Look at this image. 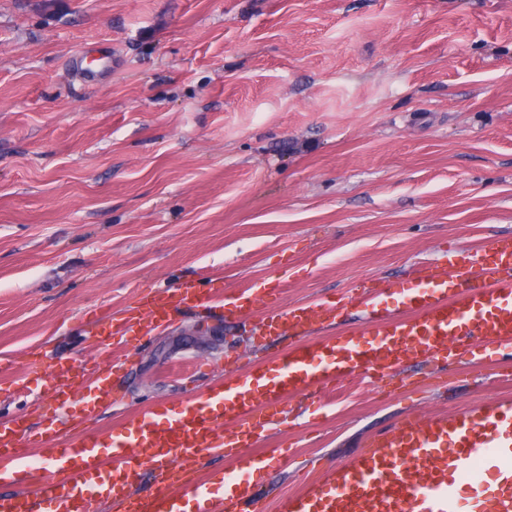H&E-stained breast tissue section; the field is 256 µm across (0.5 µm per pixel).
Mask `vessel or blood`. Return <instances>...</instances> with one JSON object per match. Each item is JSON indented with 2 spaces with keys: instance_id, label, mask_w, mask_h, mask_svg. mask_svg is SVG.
Listing matches in <instances>:
<instances>
[{
  "instance_id": "obj_1",
  "label": "vessel or blood",
  "mask_w": 512,
  "mask_h": 512,
  "mask_svg": "<svg viewBox=\"0 0 512 512\" xmlns=\"http://www.w3.org/2000/svg\"><path fill=\"white\" fill-rule=\"evenodd\" d=\"M387 285L351 290L316 305L275 306L255 315L259 298L275 288L253 282L216 297L213 289L186 282L130 306L123 322L109 328L113 346L126 344L134 329L153 331L169 320L171 309L222 302L232 323L256 317L260 342L294 336L288 349L267 355L276 375L265 380L260 367L237 371L194 405L156 422L155 411L142 414L135 432L112 444L110 456L96 451L99 433L92 425L107 387L87 395L85 426L78 439L56 449L59 477L44 489L28 488L27 470L0 468V482L18 491L0 494V512H91L93 496L104 497L111 512H180L182 493L193 494L206 512H263L255 475L282 462L281 448L259 449L268 415L283 412L289 400L309 389H329L364 376L380 380L411 357L439 364L467 356L512 348V238L496 237L472 253L452 252L447 266L427 265L415 273L405 309L385 305ZM346 307L366 315L371 342L345 331L335 340L314 337L313 326ZM78 364L52 369L57 391L51 403L62 406L73 392V380L85 377ZM24 419L0 423V456L22 455L19 436ZM233 457L240 479L225 483L215 496L210 481L199 475L204 454ZM492 469L496 492L472 488L477 512H512V399L495 398L451 415L409 416L371 440L350 459L328 468L321 481L282 500L280 512H457L459 478L472 465ZM160 470L152 491L133 497L127 487L146 468Z\"/></svg>"
}]
</instances>
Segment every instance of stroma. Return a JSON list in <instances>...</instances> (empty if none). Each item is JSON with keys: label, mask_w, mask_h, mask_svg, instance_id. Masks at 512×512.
<instances>
[{"label": "stroma", "mask_w": 512, "mask_h": 512, "mask_svg": "<svg viewBox=\"0 0 512 512\" xmlns=\"http://www.w3.org/2000/svg\"><path fill=\"white\" fill-rule=\"evenodd\" d=\"M108 54L84 82L69 57ZM512 235V0H0V422L78 437L84 403L46 410L48 369L90 350L119 400L100 450L148 409L178 411L263 350L224 310L182 308L126 348L100 325L184 281L286 274L278 303L408 283ZM44 369L28 374L30 361ZM407 360L291 400L262 445L265 512L408 415L512 397L497 367Z\"/></svg>", "instance_id": "obj_1"}]
</instances>
